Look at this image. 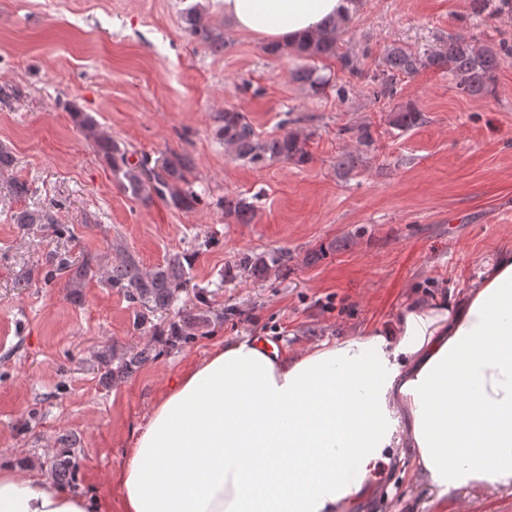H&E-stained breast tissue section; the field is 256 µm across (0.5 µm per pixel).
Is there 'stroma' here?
<instances>
[{"instance_id":"35a3bbf8","label":"stroma","mask_w":512,"mask_h":512,"mask_svg":"<svg viewBox=\"0 0 512 512\" xmlns=\"http://www.w3.org/2000/svg\"><path fill=\"white\" fill-rule=\"evenodd\" d=\"M195 4L223 32V55L187 30L182 14ZM474 35L512 45V15L481 22L471 0H359L340 43L369 46L361 73L319 62L331 85L315 95L294 80L297 59L264 53L263 39L225 21L221 0H0V149L13 158L0 174V461L50 475L61 437L73 436V492L117 506L111 476L138 428L168 384L224 339L264 336L291 349L338 341L386 324L413 296L457 294L512 251V58L488 97L457 94L432 68L400 79L393 98L373 97L389 46L428 52ZM408 102L425 120L403 132L389 114ZM227 107L261 136H308L310 161L234 160L218 132ZM76 110L131 162L151 168L170 153L191 154L188 181L200 203L176 210L125 194L73 122ZM361 125L374 139L365 154L352 135ZM342 153L360 154L353 170L337 169ZM15 180L28 185L26 196L12 193ZM228 192L258 195L254 223H226ZM22 209L50 221L14 224ZM57 224L66 235L55 234ZM279 248L290 256L287 278L225 281L237 251ZM319 249L323 258L311 261ZM120 250L148 269L170 252L191 253L200 306L224 321L107 388L94 352L136 349L176 311L140 318L99 278L75 299L43 275L60 256L109 263ZM347 512H512V489L442 497L406 457Z\"/></svg>"}]
</instances>
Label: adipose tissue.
<instances>
[{"label":"adipose tissue","instance_id":"obj_1","mask_svg":"<svg viewBox=\"0 0 512 512\" xmlns=\"http://www.w3.org/2000/svg\"><path fill=\"white\" fill-rule=\"evenodd\" d=\"M347 0H224L237 30L287 44ZM439 495L512 487V251L457 297L417 296L389 323L292 351L225 339L182 372L136 434L120 512H342L398 449ZM0 464V512H95Z\"/></svg>","mask_w":512,"mask_h":512}]
</instances>
